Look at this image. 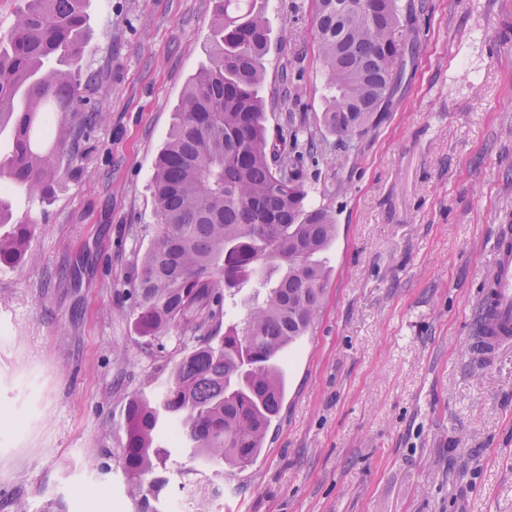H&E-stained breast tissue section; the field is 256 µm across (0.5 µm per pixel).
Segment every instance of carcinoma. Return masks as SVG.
<instances>
[{
	"mask_svg": "<svg viewBox=\"0 0 512 512\" xmlns=\"http://www.w3.org/2000/svg\"><path fill=\"white\" fill-rule=\"evenodd\" d=\"M86 0H23L0 35V267L33 258L32 216L4 220L8 195L45 197L61 177V157L83 134L66 113L84 101L74 66L86 48ZM254 0H216L210 57L188 84L151 179L155 235L136 264L137 323L147 336L175 327L195 344L158 382L153 399L125 409L122 467L150 508L141 477L165 464L156 446L161 423L183 435L207 463L242 467L262 449L280 412L285 381L277 360L317 319L330 269L322 254L336 240L335 219L310 203L300 167L316 148L288 113L269 148L267 74L271 30ZM315 0L316 39L324 70L323 127L343 143L387 112L419 31L404 25L426 4L412 0ZM375 5L368 15L365 5ZM401 31L402 41L395 39ZM296 91L288 73L271 100ZM256 284L246 314L228 316L227 298Z\"/></svg>",
	"mask_w": 512,
	"mask_h": 512,
	"instance_id": "obj_1",
	"label": "carcinoma"
}]
</instances>
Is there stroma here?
Wrapping results in <instances>:
<instances>
[{
    "instance_id": "1",
    "label": "stroma",
    "mask_w": 512,
    "mask_h": 512,
    "mask_svg": "<svg viewBox=\"0 0 512 512\" xmlns=\"http://www.w3.org/2000/svg\"><path fill=\"white\" fill-rule=\"evenodd\" d=\"M417 62L389 111L339 142L314 0H257L267 85L318 148L302 177L337 224L321 314L281 359L286 393L260 454L217 469L187 441L152 504L185 512H512V347L472 354L497 228L512 224V0H429ZM214 0H87L94 121L44 200L33 260L0 268V512H141L121 464L126 402L187 351L139 333L132 268L154 235L150 178Z\"/></svg>"
}]
</instances>
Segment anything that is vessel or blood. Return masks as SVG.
<instances>
[{
    "label": "vessel or blood",
    "mask_w": 512,
    "mask_h": 512,
    "mask_svg": "<svg viewBox=\"0 0 512 512\" xmlns=\"http://www.w3.org/2000/svg\"><path fill=\"white\" fill-rule=\"evenodd\" d=\"M494 251L479 299L482 322L473 341L476 358L482 363L512 345V225H499Z\"/></svg>",
    "instance_id": "vessel-or-blood-1"
}]
</instances>
